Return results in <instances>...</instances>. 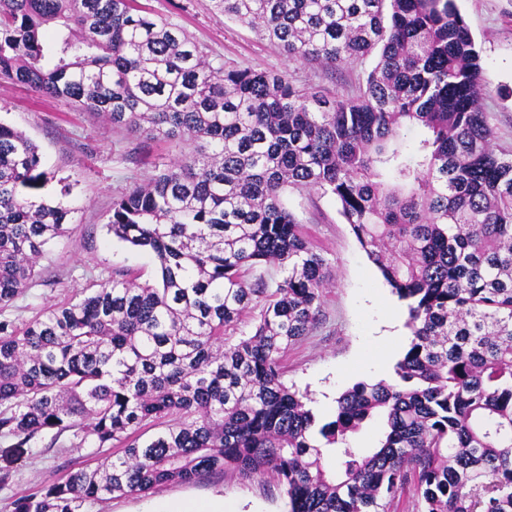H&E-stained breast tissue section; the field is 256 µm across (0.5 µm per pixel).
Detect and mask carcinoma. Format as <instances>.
Listing matches in <instances>:
<instances>
[{
	"label": "carcinoma",
	"mask_w": 512,
	"mask_h": 512,
	"mask_svg": "<svg viewBox=\"0 0 512 512\" xmlns=\"http://www.w3.org/2000/svg\"><path fill=\"white\" fill-rule=\"evenodd\" d=\"M212 2L290 60H378L358 94L329 96L230 67L136 0H0L1 80L190 145L112 200L108 232L154 254L159 281L90 277L19 322L6 310L71 211L31 194L50 180L38 147L0 124V438L122 448L11 512L225 471L273 475L288 512H387L408 488L421 512H512V157L456 0ZM290 189L336 198L411 330L396 379L353 384L323 422L280 368L329 283ZM376 418L377 446L355 447Z\"/></svg>",
	"instance_id": "cac0c4a2"
}]
</instances>
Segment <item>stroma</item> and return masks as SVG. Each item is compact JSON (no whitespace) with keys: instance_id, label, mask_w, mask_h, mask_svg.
I'll list each match as a JSON object with an SVG mask.
<instances>
[{"instance_id":"1","label":"stroma","mask_w":512,"mask_h":512,"mask_svg":"<svg viewBox=\"0 0 512 512\" xmlns=\"http://www.w3.org/2000/svg\"><path fill=\"white\" fill-rule=\"evenodd\" d=\"M154 16L180 25L210 55L239 68L288 69L296 86L351 95L374 66L375 57L330 71L287 60L280 50L247 25L216 15L210 0H140ZM481 50L483 79L490 90L484 106L495 130L497 149L512 154V0H457ZM0 123L29 136L39 147L52 178L38 196L70 208L68 237L51 243L43 265L62 271L57 284L36 283L16 301L12 315L27 320L42 308L72 296L85 284L86 271L111 274L124 269L140 281H156L159 264L148 251L108 233L112 199L147 179L155 166L168 163L184 145L177 140H146L112 129L97 116L72 104L48 100L20 85L0 83ZM287 208L300 221L315 249L326 259L334 281L326 288L318 324L289 346L283 380L318 404L329 418L337 397L359 381L382 379L379 361L398 362L405 346H389L394 330L387 304L398 297L384 281L339 212L334 196L289 191ZM87 450L60 439L56 447H12L0 439V473L10 472L0 487V512L25 492L94 465ZM223 498L235 512H287V499L273 477L246 480L235 474H210L193 484H171L144 496L105 497L93 512H151L174 502L203 503Z\"/></svg>"}]
</instances>
